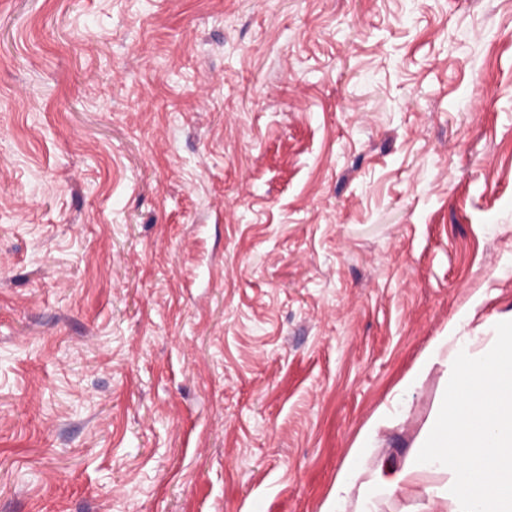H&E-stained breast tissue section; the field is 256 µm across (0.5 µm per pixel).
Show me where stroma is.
Here are the masks:
<instances>
[{
  "label": "stroma",
  "mask_w": 512,
  "mask_h": 512,
  "mask_svg": "<svg viewBox=\"0 0 512 512\" xmlns=\"http://www.w3.org/2000/svg\"><path fill=\"white\" fill-rule=\"evenodd\" d=\"M476 296L512 0H0V512H324Z\"/></svg>",
  "instance_id": "35a3bbf8"
}]
</instances>
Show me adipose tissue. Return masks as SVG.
Masks as SVG:
<instances>
[{"label":"adipose tissue","mask_w":512,"mask_h":512,"mask_svg":"<svg viewBox=\"0 0 512 512\" xmlns=\"http://www.w3.org/2000/svg\"><path fill=\"white\" fill-rule=\"evenodd\" d=\"M479 335L464 324L436 337L400 385L392 408L375 413L336 475L329 512H376L378 495L423 488L426 512H512V315L480 322ZM444 366L446 396L415 440L405 462L368 466L380 432L405 410L436 367ZM443 483L424 486L426 474Z\"/></svg>","instance_id":"ef3b65f1"}]
</instances>
